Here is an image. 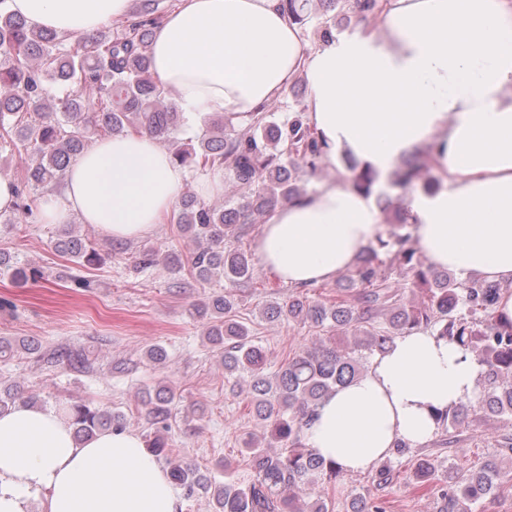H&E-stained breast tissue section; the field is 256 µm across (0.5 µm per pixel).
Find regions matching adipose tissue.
Segmentation results:
<instances>
[{
  "instance_id": "1",
  "label": "adipose tissue",
  "mask_w": 512,
  "mask_h": 512,
  "mask_svg": "<svg viewBox=\"0 0 512 512\" xmlns=\"http://www.w3.org/2000/svg\"><path fill=\"white\" fill-rule=\"evenodd\" d=\"M377 17L315 48L282 0H183L156 28L150 67L188 116L250 118L296 78L326 163L347 151L389 177L426 146L441 187L407 198L430 264L500 284L495 319L512 330V0H380ZM9 11L62 36L126 16L130 0H7ZM186 170L145 133L97 140L72 163L40 218L75 216L115 241L150 233L176 204ZM381 229L372 196L328 181L272 211L261 264L307 286L350 269ZM483 366L424 328L397 337L338 388L303 431L306 448L346 473L368 471L396 443L418 446L437 412L475 404ZM179 512L178 489L134 431L76 443L55 406L0 414V512Z\"/></svg>"
}]
</instances>
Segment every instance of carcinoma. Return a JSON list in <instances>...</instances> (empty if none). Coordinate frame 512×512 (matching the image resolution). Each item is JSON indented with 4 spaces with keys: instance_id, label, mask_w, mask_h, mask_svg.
I'll return each mask as SVG.
<instances>
[{
    "instance_id": "cac0c4a2",
    "label": "carcinoma",
    "mask_w": 512,
    "mask_h": 512,
    "mask_svg": "<svg viewBox=\"0 0 512 512\" xmlns=\"http://www.w3.org/2000/svg\"><path fill=\"white\" fill-rule=\"evenodd\" d=\"M339 2L283 0L300 24L313 9L322 11L327 22L320 31L322 38L331 35V25L336 23L333 11ZM170 7L164 0H134L130 14L114 21L115 29L82 34L72 42L50 30L33 28L0 8V144L9 143L17 154L31 157L21 165L15 219L33 214L31 192L61 184L91 136L145 132L172 146L174 159L191 171L224 165L232 172L244 203L227 201L216 208L187 191L172 221L195 245L188 275L200 285L221 279L233 285L252 277V258L241 248L224 249V237L236 234L248 217L264 215L296 198L299 171L317 170L323 164V147L304 113L278 124L269 120L265 110L250 117L242 134H224L233 123L218 113L195 138L179 141L184 113L167 99L150 72L149 59L154 31ZM47 79L62 86V95H49L44 85ZM344 165L354 187L367 194L373 191L376 176L371 169L347 156ZM416 182L427 193L436 189L426 151L413 153L394 174L393 185L402 189ZM383 214L384 236L378 237V246L369 245L360 252L351 278L336 282V298L312 301L299 293L265 306L270 321L296 322L324 332L312 346L288 354L271 377L264 371L265 351L235 318L233 294L192 304V314L206 320L205 340L224 372L248 375L245 401L254 417L266 423L269 440L264 446L255 438L244 442L241 455L251 472L244 485L230 477L227 461L223 482L196 465L171 463L169 478L186 495L205 490L213 512H334L325 486L337 480L342 470L305 447L303 429L336 387L364 372L372 355L384 352L397 336L413 328L435 326L448 340L470 351L479 350L489 388L478 408L485 414L512 418V333L499 332L493 322L502 288L480 280L462 284L446 269L423 265L411 235L400 233L408 223L402 201L386 203ZM56 248L82 266L102 261L96 248L66 229L58 235ZM2 267L13 269V276L21 281L39 277L38 271L13 264L7 252H0ZM392 267L401 271V288H418L425 294L422 302L406 304L399 290L386 286V270ZM352 327L363 329V342L356 347L338 345L337 334ZM39 351L32 340L0 337V359ZM52 359L74 373L89 365L85 354L65 347L57 349ZM182 401V393L165 376L141 400L151 429L145 443L156 457L166 455L171 421ZM18 403L35 405L38 399L16 385H1L0 411ZM63 410L79 442L126 428L123 414L92 403L74 402ZM471 410L462 405L439 414V419L456 427ZM495 443L499 458L480 467L457 465L443 470L437 459L419 458L411 473L415 487L435 493L437 512H472L475 505L512 488V435L505 434ZM391 480V461L377 462L373 481L385 486ZM352 512L385 509L375 498L358 496Z\"/></svg>"
}]
</instances>
